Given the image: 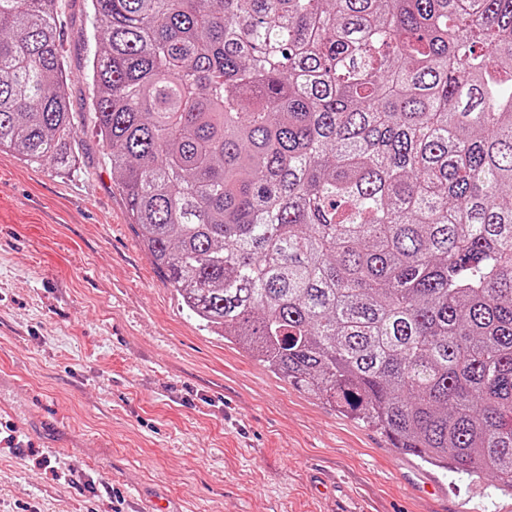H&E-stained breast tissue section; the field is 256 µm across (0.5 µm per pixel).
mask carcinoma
Segmentation results:
<instances>
[{"label": "carcinoma", "mask_w": 512, "mask_h": 512, "mask_svg": "<svg viewBox=\"0 0 512 512\" xmlns=\"http://www.w3.org/2000/svg\"><path fill=\"white\" fill-rule=\"evenodd\" d=\"M59 0H0V152L76 165ZM96 132L207 330L512 491V0H89Z\"/></svg>", "instance_id": "cac0c4a2"}]
</instances>
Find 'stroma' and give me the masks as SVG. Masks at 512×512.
I'll use <instances>...</instances> for the list:
<instances>
[{"mask_svg": "<svg viewBox=\"0 0 512 512\" xmlns=\"http://www.w3.org/2000/svg\"><path fill=\"white\" fill-rule=\"evenodd\" d=\"M60 14L78 169L0 153V512H512L188 314L93 127L87 0Z\"/></svg>", "mask_w": 512, "mask_h": 512, "instance_id": "obj_1", "label": "stroma"}]
</instances>
